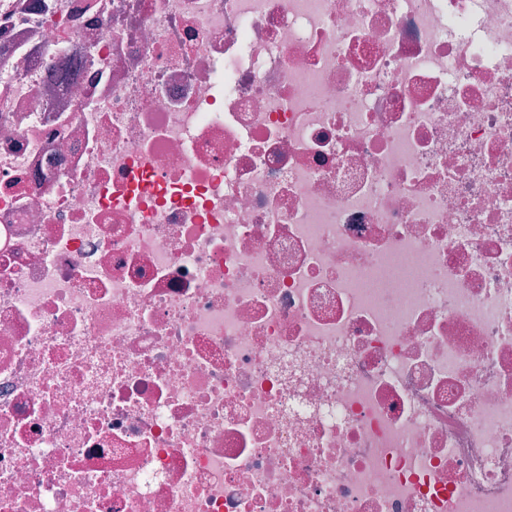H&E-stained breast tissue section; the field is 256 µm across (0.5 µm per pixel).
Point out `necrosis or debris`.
I'll list each match as a JSON object with an SVG mask.
<instances>
[{"instance_id": "1", "label": "necrosis or debris", "mask_w": 512, "mask_h": 512, "mask_svg": "<svg viewBox=\"0 0 512 512\" xmlns=\"http://www.w3.org/2000/svg\"><path fill=\"white\" fill-rule=\"evenodd\" d=\"M0 512H512V0H0Z\"/></svg>"}]
</instances>
